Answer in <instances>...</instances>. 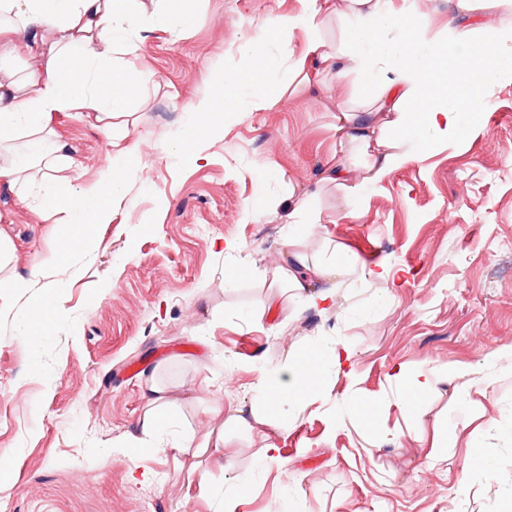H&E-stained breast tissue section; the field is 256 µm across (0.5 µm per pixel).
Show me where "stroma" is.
Returning <instances> with one entry per match:
<instances>
[{
  "label": "stroma",
  "mask_w": 512,
  "mask_h": 512,
  "mask_svg": "<svg viewBox=\"0 0 512 512\" xmlns=\"http://www.w3.org/2000/svg\"><path fill=\"white\" fill-rule=\"evenodd\" d=\"M302 0H199L195 21L173 34L151 22L142 49L112 48L140 94L113 131L81 112L52 127L75 163L60 193L100 180L113 136L136 152L112 220L72 241V228L38 197L20 203L0 189V236L11 246L0 288V504L7 512H512V364L488 355L512 345V79L485 90L480 124L412 142L413 158L347 205L322 171L342 111L369 92L361 75L330 74L297 89L288 51L271 36ZM425 16V37L447 24L471 28L480 48L512 28V0H408ZM275 66L258 78L270 105L217 121L199 160L171 146L213 71L247 68V39ZM281 149L268 154L267 139ZM310 194L299 226L301 252L344 264L312 281L331 291L321 308L299 301L275 273L288 262L289 192ZM65 276L37 271L65 244ZM408 270L390 288L380 269ZM239 270L229 280L230 270ZM282 301L270 309V292ZM51 316L27 320L36 299ZM485 349L471 340L486 325ZM354 351L352 370L328 364L313 400L265 409L269 375L288 360L331 348ZM455 371L412 398L395 367ZM234 374L236 385L224 379ZM175 401L173 428L224 445L201 454L120 449L140 436L146 378ZM376 405L360 418V402ZM241 411L247 424L226 425ZM447 462L428 465L433 436ZM279 450V462L264 456ZM492 462L472 465L470 451Z\"/></svg>",
  "instance_id": "stroma-1"
}]
</instances>
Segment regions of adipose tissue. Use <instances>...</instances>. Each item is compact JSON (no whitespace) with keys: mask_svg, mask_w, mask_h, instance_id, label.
<instances>
[{"mask_svg":"<svg viewBox=\"0 0 512 512\" xmlns=\"http://www.w3.org/2000/svg\"><path fill=\"white\" fill-rule=\"evenodd\" d=\"M350 12L342 16L345 36L329 47L320 35L324 21L320 0H304L303 9L273 27L281 46H289L296 31L308 39L299 53L289 54L294 74L309 73L314 64L331 68L337 82H344L346 69L338 67L346 56L361 68L376 88L370 107L337 115L338 148L357 147L363 161L359 176H352L342 158L327 168V181L336 183L348 204H355L372 185L409 162L402 144L420 138L424 128L441 132L456 130L458 121H469L481 110L478 92L497 79L512 75V29L502 31L490 45L470 50L469 32L453 28L450 43H436L426 52L411 42L392 44L388 33L395 28L423 33L427 21L407 15L403 0H349ZM169 21L172 28H185L192 11H180L174 0H0V184L26 201L32 187H40L41 201L64 212L76 236H85L92 223L109 222L110 205L125 192V163L133 157V146H122L110 159L95 190L60 201L51 180L54 172L70 167L73 159L66 145L51 129L58 112L78 109L91 123L111 130L133 96L135 86L112 66V46L126 41L138 30L146 12ZM25 54L26 66L17 69L12 60ZM225 90L227 112H250L266 100L252 75L229 72L215 79ZM218 107L201 100L189 113L185 136L173 145L178 156H190L199 141L212 132ZM416 120H409V113ZM335 264L310 260L293 253L278 275L290 290L302 291L307 282L336 274ZM323 368L317 356L288 362L271 389L267 403L299 406L316 395V382Z\"/></svg>","mask_w":512,"mask_h":512,"instance_id":"adipose-tissue-1","label":"adipose tissue"}]
</instances>
